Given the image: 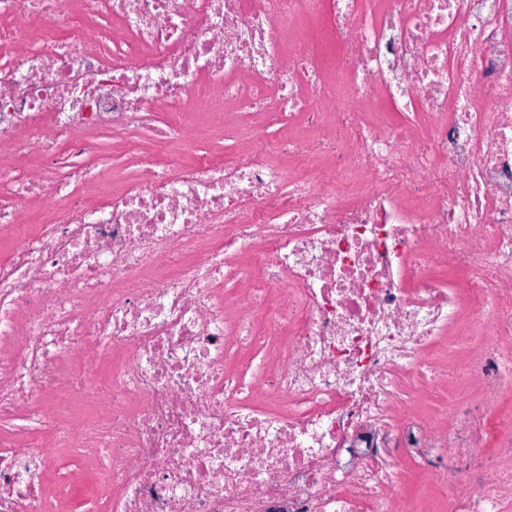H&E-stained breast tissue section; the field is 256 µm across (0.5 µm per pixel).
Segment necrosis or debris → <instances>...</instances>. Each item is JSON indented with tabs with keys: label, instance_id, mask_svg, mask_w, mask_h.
<instances>
[{
	"label": "necrosis or debris",
	"instance_id": "necrosis-or-debris-1",
	"mask_svg": "<svg viewBox=\"0 0 512 512\" xmlns=\"http://www.w3.org/2000/svg\"><path fill=\"white\" fill-rule=\"evenodd\" d=\"M2 232L0 512H512V0H0Z\"/></svg>",
	"mask_w": 512,
	"mask_h": 512
}]
</instances>
